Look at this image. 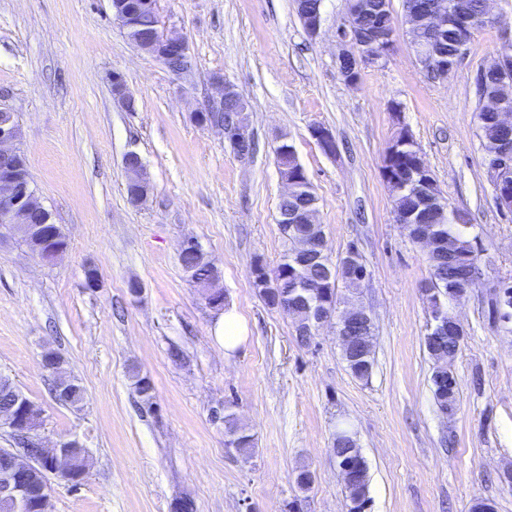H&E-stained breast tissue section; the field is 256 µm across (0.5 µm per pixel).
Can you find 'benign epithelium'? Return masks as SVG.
I'll use <instances>...</instances> for the list:
<instances>
[{
  "label": "benign epithelium",
  "mask_w": 512,
  "mask_h": 512,
  "mask_svg": "<svg viewBox=\"0 0 512 512\" xmlns=\"http://www.w3.org/2000/svg\"><path fill=\"white\" fill-rule=\"evenodd\" d=\"M159 0H111L112 17L126 32L135 47L156 58L171 73L180 76L191 69L188 46L184 38L166 31L158 7ZM295 10L308 36L320 35L323 9L312 10L305 0H294ZM367 0H347V11L336 29L338 53L336 62L347 57L357 60L358 70L375 67L385 62L396 46L395 25L385 21L376 28L361 31L355 27L354 19L366 11ZM406 37L414 46L418 64L433 81H443L454 71L456 61L467 49V36L472 31L473 19L465 11L448 6L446 0H433L426 4L422 0H403ZM143 11H151L155 22L148 34L136 29V17ZM454 25L461 32L454 58L438 47L423 44L416 46L418 33L424 27L439 35ZM512 67V40L505 41L503 48L487 59L479 69L476 81L485 82V77L495 74L501 77L500 89L481 98L478 127L485 130L484 114L493 115L494 128L480 136L483 160L489 182L494 190L496 202L505 214L512 213V81L502 79L503 73ZM217 96L193 113L199 125L217 126L224 132V140L230 146L241 144L249 136L244 114L248 106L236 86L221 76L213 79ZM112 93L129 112L135 110V100L127 91L123 77L112 75ZM225 113L224 121L215 119L214 113ZM312 136L320 149L327 155L337 152L336 139L330 129L318 126ZM21 125L17 115L0 103V225L8 227L12 234H24L41 246L39 258L54 262L66 247L49 246L45 242L47 233L55 232V219L49 209H44L41 224L25 221L28 208L37 198L32 187L25 155L21 149ZM412 159L406 166H397V155L389 153L383 160L382 174L392 199L407 195L416 200L418 206L411 211H393L394 221L404 233L420 245L427 259L437 254L448 255V260L457 257L456 237L437 230L421 221L429 210L448 211V202L443 196L437 180L428 166L417 143L406 141ZM126 171V193L131 204L139 205L152 192L144 162L135 151H129L123 158ZM317 210L309 207L303 212L282 211L278 223L286 225L288 241L294 245L292 262L299 268L319 266L322 277H310L306 272L294 278V285L283 294V300L276 308L284 314L301 313L306 319L297 325V334L314 336L325 324L334 325L336 336L350 360L370 368V358L375 342V325L369 311L356 306L347 299L337 298L338 285L358 288L368 276L366 265L358 252H350L331 261L325 250V235L315 231ZM487 266L482 251L470 255L469 273L465 283L455 290L457 297L464 296L472 288L484 283ZM430 313V323L424 340L431 352L436 368L434 380L440 392H448V366L455 354L444 347L445 339L461 344L464 329L461 323L447 309V295L443 290L429 284L423 289ZM494 305L502 316V322H512V280H500L494 286ZM41 407L33 401L18 397L6 409L0 411V429L9 433L18 444L16 448H0V455L11 461V467L0 473V500L12 505L14 512H32L31 479L38 476L42 481L43 501L49 500L51 479L56 478L71 484L79 482L87 468L89 455L82 451L75 455L73 449L80 447L76 439H60L46 443L38 431L30 429V420ZM330 452L340 471L342 481L348 482L357 476L360 458L350 451L339 455L336 448Z\"/></svg>",
  "instance_id": "1"
}]
</instances>
